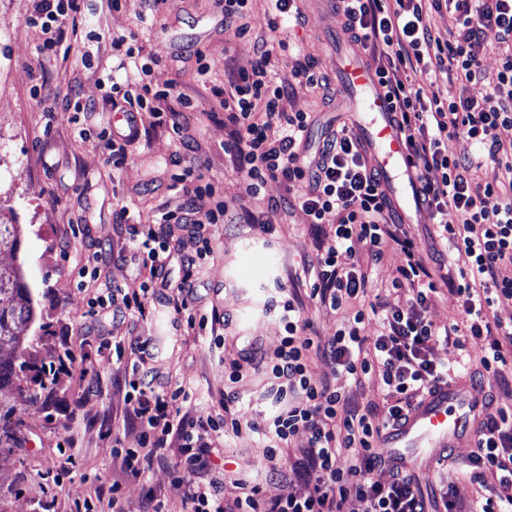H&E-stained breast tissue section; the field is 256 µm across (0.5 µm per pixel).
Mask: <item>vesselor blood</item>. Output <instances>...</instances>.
I'll return each instance as SVG.
<instances>
[{
	"label": "vessel or blood",
	"mask_w": 512,
	"mask_h": 512,
	"mask_svg": "<svg viewBox=\"0 0 512 512\" xmlns=\"http://www.w3.org/2000/svg\"><path fill=\"white\" fill-rule=\"evenodd\" d=\"M336 71L349 99L351 116L368 156L383 179L392 205L404 223L418 221V180L396 125L391 106L360 47L336 39ZM491 410L487 386L470 375L434 387L380 438L386 458L402 469H434L446 450L476 445L479 424Z\"/></svg>",
	"instance_id": "1"
}]
</instances>
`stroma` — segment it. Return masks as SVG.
Returning a JSON list of instances; mask_svg holds the SVG:
<instances>
[{
    "mask_svg": "<svg viewBox=\"0 0 512 512\" xmlns=\"http://www.w3.org/2000/svg\"><path fill=\"white\" fill-rule=\"evenodd\" d=\"M84 2L88 10L78 35L64 40L67 56L42 58L37 49L45 34L28 22L35 0H0V217L21 230L19 251L0 254V263L21 268L33 310L20 349L26 368L18 386L0 388V426L19 429L12 446L0 450V512H76L78 504L108 492L116 482L125 512H140L151 496L163 501L166 512H181L189 486L199 480L196 473L177 474L172 466L157 465L146 478L134 479L112 456L113 442L139 445L138 430L127 422L129 405L112 349L119 341H149L153 351L147 365L168 389L185 390L183 411L196 418L222 413L225 363L240 359L253 341L270 352L279 346L285 331L270 309L271 297L277 288H308L304 269L316 254L315 231L297 208L278 215L270 234L248 224L209 225L211 250L197 262L194 308L200 315H228V325L188 329L170 288L155 293L147 317L113 324V289L137 294L147 281V270L131 258L135 234L179 204L171 188L178 169L211 179L234 211L242 206L265 210L268 200L283 198L286 190L271 182L261 199L248 197L243 170L224 152L229 130L223 118L211 114V87L223 85L234 72L250 70L256 43L270 35L265 0H253L250 31L242 38L225 29L214 0H161L155 9L147 0H122L116 11L106 0ZM301 10L296 40L327 84L296 87L288 109L314 114L310 145L315 148L349 114L331 49L334 22L308 2ZM132 32L144 52L162 57L164 78L176 80L179 92L199 102L182 117L183 143H176L151 113L127 115L126 103L112 90L113 84L138 77L134 66L121 65L112 50L114 37ZM91 33L96 41H88ZM507 49L495 31H486L480 48L485 80L463 88L441 78L434 92L444 101L463 94L484 96ZM88 50L94 55L90 69L82 60ZM200 50L209 67L203 82L196 75ZM37 85L42 93L36 97ZM69 95L91 105L74 123L53 113ZM132 132L137 138L127 164L112 169L107 158L113 144ZM122 206L128 218L118 227L112 212ZM97 251L108 255L106 266L95 267ZM403 262L399 251L386 249L369 268V295L404 302V293L391 288ZM68 351L76 362L58 371ZM42 370L45 384L55 392L52 406L38 397L36 376ZM267 384L262 371L237 383L238 406L249 428L218 439L212 458L226 470L258 480L265 496L274 499L282 487L269 477L263 461L271 416L263 398ZM470 454L469 448L455 449L451 465L422 475V493L430 497L452 483L464 504L485 496V489L462 472ZM64 467L70 474L63 486L49 485L46 473Z\"/></svg>",
    "mask_w": 512,
    "mask_h": 512,
    "instance_id": "obj_1",
    "label": "stroma"
}]
</instances>
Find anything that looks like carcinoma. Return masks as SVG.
I'll list each match as a JSON object with an SVG mask.
<instances>
[{
	"label": "carcinoma",
	"mask_w": 512,
	"mask_h": 512,
	"mask_svg": "<svg viewBox=\"0 0 512 512\" xmlns=\"http://www.w3.org/2000/svg\"><path fill=\"white\" fill-rule=\"evenodd\" d=\"M20 248L18 225L0 217V253ZM32 318V303L20 269L0 265V387L18 378L17 350L22 344L21 329Z\"/></svg>",
	"instance_id": "1"
}]
</instances>
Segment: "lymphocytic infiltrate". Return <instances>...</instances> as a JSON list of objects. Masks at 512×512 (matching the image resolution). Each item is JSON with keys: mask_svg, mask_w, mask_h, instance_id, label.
Here are the masks:
<instances>
[{"mask_svg": "<svg viewBox=\"0 0 512 512\" xmlns=\"http://www.w3.org/2000/svg\"><path fill=\"white\" fill-rule=\"evenodd\" d=\"M431 10L447 11L446 34L433 33L427 25ZM80 12L81 0H38L28 22L47 33L41 55L56 54L67 23L76 21ZM267 12L271 38L257 47L251 70L211 90L225 125L232 129L224 150L243 167L251 197H258L271 181L288 186L283 204L247 213V223L271 232L272 214L286 205L303 211L320 232L308 299L332 311L351 307L355 313L334 335L314 336L311 322L302 316L304 298L294 290L282 295L277 305L285 335L279 347L269 354L254 345L242 361L225 365L224 413L204 419L181 414L182 390L155 391L146 368L148 342L116 344V357H135L122 382L130 419L140 429V445L117 447L113 453L130 476L139 478L153 464L166 463L167 450H174L178 463L200 476L186 494L189 512H345L351 499L361 504V512H458L453 485L427 500L413 472L389 471L378 443L384 431L441 382L467 372L481 381L512 380L506 374L511 363L505 351L512 346V322L493 315L499 302L512 301V149L498 135L512 129V52L502 57L493 89L483 97L462 96L446 103L428 89L443 74L456 75L465 85L482 80V35L491 28L502 42L512 43V0H336L343 31L361 44L391 104L416 170L418 194L448 250L447 259L432 267L415 238L397 222L351 124H341L321 148L309 152L316 118L288 111L286 102L294 85L315 88L322 77L290 37L291 23L302 18L298 0H268ZM276 53L294 59L286 78H274L269 70ZM162 66L159 57H151L141 67L142 80L124 90L122 98L130 108L153 113L159 124L177 134L182 130L180 115L196 104L177 92L174 81L160 79ZM274 124L283 134L272 140L266 130ZM461 138L471 140L498 177L485 183L475 180L469 157L452 148ZM173 180L183 186L186 200L164 212L161 224L190 227L199 240L205 225L224 223L228 207L211 181L201 178L187 188L183 175ZM452 209L464 213L463 223L445 222ZM356 242L365 250V261L378 262L389 247L403 254L392 286L406 290L404 303L368 298L364 261L339 263V256L351 253ZM440 280L452 285L462 300L461 323L442 329L427 317ZM373 318L382 331L371 337L364 329ZM471 337L482 340L483 348L465 365L456 367L437 357V346L444 344L466 352ZM314 354L332 364L333 378L311 375L308 360ZM247 364L270 376L266 394L276 410L263 458L269 475L286 487L274 500L246 479H235L229 494L222 481L208 476L216 439L240 434L246 426L236 408L234 386ZM339 376L357 386L379 378L381 403L359 404L337 386ZM299 434L306 442L290 466L282 452ZM384 471L390 474L385 481L380 478ZM294 473L312 482V493L299 496L289 490ZM467 476L488 489L472 512H512V409L497 407L488 414Z\"/></svg>", "mask_w": 512, "mask_h": 512, "instance_id": "lymphocytic-infiltrate-1", "label": "lymphocytic infiltrate"}]
</instances>
